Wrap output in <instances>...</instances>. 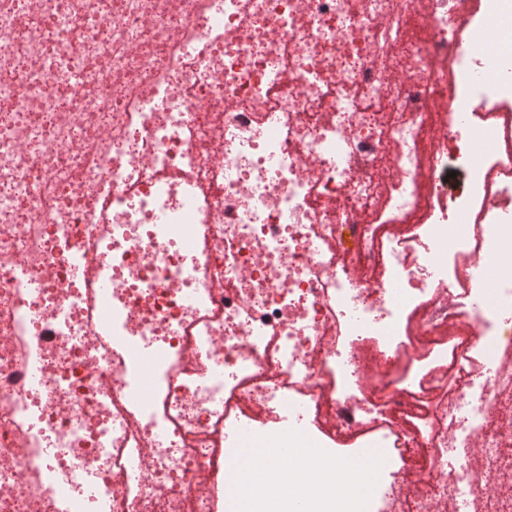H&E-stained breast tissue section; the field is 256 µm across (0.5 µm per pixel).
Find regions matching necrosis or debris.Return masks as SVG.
I'll list each match as a JSON object with an SVG mask.
<instances>
[{"instance_id":"obj_1","label":"necrosis or debris","mask_w":512,"mask_h":512,"mask_svg":"<svg viewBox=\"0 0 512 512\" xmlns=\"http://www.w3.org/2000/svg\"><path fill=\"white\" fill-rule=\"evenodd\" d=\"M250 443L260 512H512V0H0V512Z\"/></svg>"}]
</instances>
